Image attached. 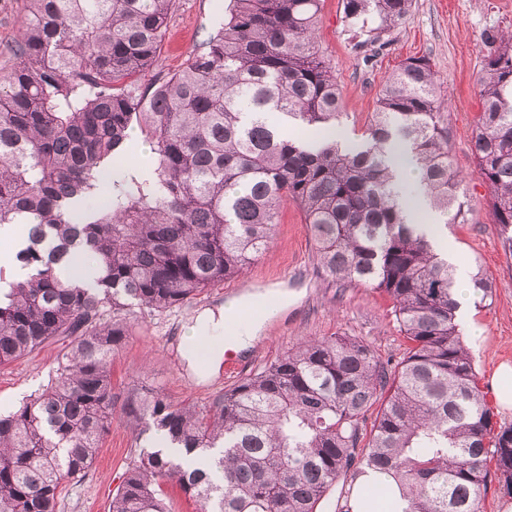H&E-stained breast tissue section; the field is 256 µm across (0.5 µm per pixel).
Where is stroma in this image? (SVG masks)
<instances>
[{"instance_id": "35a3bbf8", "label": "stroma", "mask_w": 512, "mask_h": 512, "mask_svg": "<svg viewBox=\"0 0 512 512\" xmlns=\"http://www.w3.org/2000/svg\"><path fill=\"white\" fill-rule=\"evenodd\" d=\"M227 4L228 0H177L159 63L149 79L179 70L204 36L223 22ZM25 12V0H0V68L13 62L11 47ZM511 29L512 0H414L407 20L394 28L381 48H355L342 22L341 0H323L318 23V43L334 67L343 95V114L336 125L354 141H363L376 94L398 64L424 56L438 73L450 101L451 162L467 178L465 221L449 225L445 233L459 265L470 273L483 270L492 283L491 295L472 297L475 326L464 339L473 348L479 384L500 425H512V410L500 409L493 380L500 362H512V257L504 253L498 227L489 217L488 188L474 173L472 135L480 110L476 80L487 40ZM269 289L286 293L288 303L268 317L250 348L238 352L239 369L197 377L183 356V339L196 316ZM130 321L127 341L112 360V387L118 398L159 389L171 401L198 409L309 338L352 336L385 359L399 358L405 348L389 297L327 276L315 257L310 227L290 201L282 205L270 248L240 276L170 310L136 311ZM67 349L64 340L48 343L0 367V412L16 410L50 385ZM137 448L122 413L114 412L91 470L66 483L56 512H110L112 496Z\"/></svg>"}]
</instances>
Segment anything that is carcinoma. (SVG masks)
<instances>
[{"mask_svg": "<svg viewBox=\"0 0 512 512\" xmlns=\"http://www.w3.org/2000/svg\"><path fill=\"white\" fill-rule=\"evenodd\" d=\"M26 2L15 62L0 72V225H22L16 258L29 274L0 298V367L58 338L70 350L54 383L0 414V512H56L112 425L126 314L170 309L242 274L286 200L328 276L390 297L402 357L315 338L201 412L159 390L126 397L137 440L161 434L206 463L140 448L110 512H166V479L199 512H316L339 480L368 469L394 480L404 512H479L494 481L512 492V426L496 427L479 387L456 322L455 267L402 208L421 193L443 225L463 223L465 179L449 161V104L429 59L392 71L365 141L345 151L290 133L328 130L341 115L317 41L322 0H229L183 68L147 84L176 0ZM412 4L342 0L343 19L357 46L374 45ZM478 98L475 174L512 254V31L491 36ZM135 128L150 167L116 176ZM396 143L411 148L416 186L388 163ZM81 253L97 259L95 288L65 276Z\"/></svg>", "mask_w": 512, "mask_h": 512, "instance_id": "obj_1", "label": "carcinoma"}]
</instances>
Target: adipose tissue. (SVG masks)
Segmentation results:
<instances>
[{
    "mask_svg": "<svg viewBox=\"0 0 512 512\" xmlns=\"http://www.w3.org/2000/svg\"><path fill=\"white\" fill-rule=\"evenodd\" d=\"M260 321L241 322L239 307L230 303L219 311L199 313L185 337V358L198 375L212 373L224 356L226 347L247 349L256 338Z\"/></svg>",
    "mask_w": 512,
    "mask_h": 512,
    "instance_id": "adipose-tissue-1",
    "label": "adipose tissue"
}]
</instances>
